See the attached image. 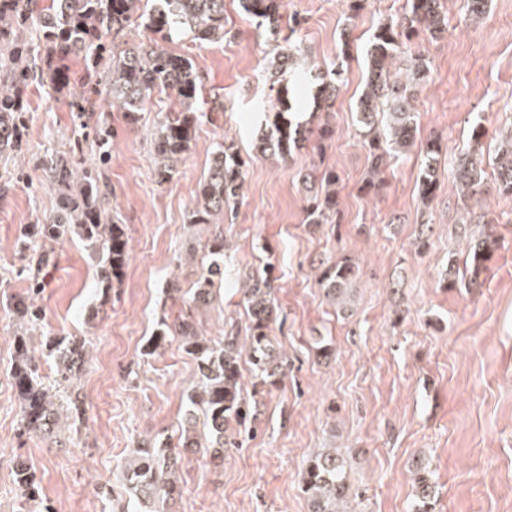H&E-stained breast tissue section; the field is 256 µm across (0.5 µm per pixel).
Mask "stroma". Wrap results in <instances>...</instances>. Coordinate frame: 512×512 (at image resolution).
Returning a JSON list of instances; mask_svg holds the SVG:
<instances>
[{
  "instance_id": "stroma-1",
  "label": "stroma",
  "mask_w": 512,
  "mask_h": 512,
  "mask_svg": "<svg viewBox=\"0 0 512 512\" xmlns=\"http://www.w3.org/2000/svg\"><path fill=\"white\" fill-rule=\"evenodd\" d=\"M448 29L436 40L411 43L403 55L423 54L430 74L414 95L421 137L446 146L436 166L439 196L423 206L417 192L419 152L388 164L377 197L359 194L368 153L355 131L356 102L365 79V49L381 21L404 12L402 0H365L347 23L340 0H283L277 28L257 26L239 0H224L231 39L197 44L175 35L164 48L190 58L203 91L204 118L190 155L166 183L153 174L143 135L125 127L122 112L99 102L98 114L116 132L104 167L129 237L130 259L111 288L96 272L100 257L88 242L54 244L37 304L42 331L90 339L78 380L85 416L60 443L19 431L14 391L0 395V512H17L12 461L27 459L42 507L51 512H137L123 473L135 441L177 438L196 365L177 341L155 354L144 347L162 315L176 313L167 284L196 278L175 258L200 246L211 229H187L196 186L211 153L233 138L244 158L243 199L225 211L229 249L221 302L199 311L201 329L246 326L237 273L272 264L285 322L275 332L288 357L283 383L259 399L256 427L224 460L189 453L180 470L182 493L169 512H310L302 490L307 459L323 448L346 459L352 512H410L415 470L425 466L436 494L433 512H512V198L487 179L475 212H487L497 244L479 288L449 287L448 269H464L476 227L459 220L453 161L467 148L472 124L483 121L494 148L512 128V0H489L485 17L468 18L466 0H441ZM303 20L293 29V17ZM351 27L348 58L340 32ZM303 43L297 90L284 75L269 87L252 79L258 60L287 39ZM343 64L345 82L323 151L304 148L290 163L255 152L256 137L273 123L317 127L319 72ZM73 87L39 83L29 90L23 148L0 159L9 174L0 191V375L14 360L16 319L11 296L28 286L34 253L22 234L53 212L56 196L45 177L51 157L70 152L82 131L69 102ZM336 169L341 221L306 224L303 169ZM347 257L359 268L346 309L326 300L317 274L327 259Z\"/></svg>"
}]
</instances>
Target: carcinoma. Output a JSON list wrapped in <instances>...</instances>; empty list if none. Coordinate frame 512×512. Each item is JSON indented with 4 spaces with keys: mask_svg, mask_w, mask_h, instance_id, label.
<instances>
[{
    "mask_svg": "<svg viewBox=\"0 0 512 512\" xmlns=\"http://www.w3.org/2000/svg\"><path fill=\"white\" fill-rule=\"evenodd\" d=\"M0 0V156L23 147V98L31 81L51 85L70 81V61L81 58L86 64L84 79L74 92L71 111L83 119L95 100L112 101L123 112L126 128L142 126L144 112L162 97L176 103V108L155 113L152 152L154 177L168 181L177 173L191 151V142L204 113L196 111L200 87L197 66L187 57L165 49L161 42L173 34H184L199 44L218 43L227 37L224 26V0ZM247 14L275 29L282 0H239ZM440 0H407V12L397 22L379 24L367 49V78L357 104L359 135L371 158L368 177L359 187L366 197L377 195L384 186V168L390 159L413 151L417 146V113L412 101L414 90L426 84L429 67L418 54L407 65V82L393 78L392 62L404 45L422 34L433 38L446 29V16ZM143 23L154 37L127 39L128 29ZM39 27V37H27L31 25ZM301 45L290 42L268 63V72H285L294 63ZM343 83L338 68L321 75L317 107L329 110ZM83 146L99 152L101 164L107 163L104 147L114 136L110 124L83 121ZM487 131L482 121L470 130V147L456 157L455 187L457 205L468 216L469 224H485V215L475 216L471 202L481 193L487 159L483 138ZM310 137L298 125L290 131L276 126L264 131L256 143V152L277 156L283 161L307 147ZM424 151L418 192L420 201L430 205L437 191L436 168L443 150L434 138L421 146ZM245 161L234 141L218 145L212 153L206 173L200 179L188 227L213 224L224 215V206L241 196ZM499 194L512 197V130L501 140L493 159ZM46 178L56 193L52 215L28 226L31 242H59L77 236L103 254L98 277L106 285L119 276L128 260V238L120 218L105 207V183L102 169H78L71 157L57 156L46 167ZM306 189L304 207L308 224H338L341 220L336 185L340 178L333 168L300 173ZM491 235L479 233L469 243L470 278L467 286H482L480 275L487 270L494 251ZM226 239L218 231L187 260L197 264V279L187 294H182L178 280L169 282V293L182 300L184 308L171 321H162L145 351L151 353L173 338L196 364L198 382L188 396L177 444L157 443L151 439L136 442L126 464V480L135 499L149 512H164L168 502L181 494L178 470L182 455L196 448L205 449L219 460L236 442L225 435L232 420L244 424L252 416L251 403L243 396L242 357L248 354L254 386L276 387L285 376L288 363L276 346L274 327L281 317L274 299L278 276L267 265L238 282L248 324L245 339L230 331L218 339H207L196 319L201 309L211 307L217 287L224 282ZM355 277V267L347 260L323 266L317 283L330 301L338 299ZM45 288L33 276L29 288L14 297V314L31 324L42 320L35 300ZM45 346L56 366L57 389L44 386L39 361L25 336L14 340V361L10 380L21 400L19 427L24 434L53 437L68 419L80 420L83 400L72 389L81 373L88 342L84 338L68 340L45 337ZM27 460H14V473L21 498L28 503L39 497L38 487L28 476ZM416 473V501L413 512H432L433 484ZM303 492L311 512H351L346 481V460L336 448H325L306 463Z\"/></svg>",
    "mask_w": 512,
    "mask_h": 512,
    "instance_id": "obj_1",
    "label": "carcinoma"
}]
</instances>
